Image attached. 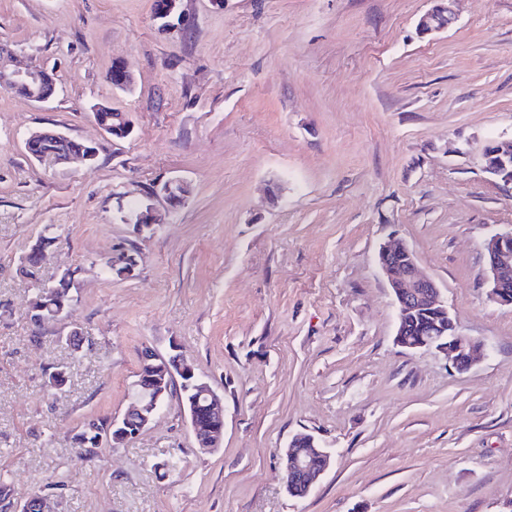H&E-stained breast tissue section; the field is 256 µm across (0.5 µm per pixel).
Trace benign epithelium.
<instances>
[{"label":"benign epithelium","instance_id":"7a95c632","mask_svg":"<svg viewBox=\"0 0 512 512\" xmlns=\"http://www.w3.org/2000/svg\"><path fill=\"white\" fill-rule=\"evenodd\" d=\"M454 4L455 0H437V4L420 17L417 25L419 31L431 34L448 28L455 19ZM43 80L42 68L37 66L21 68L14 64V57L11 53L0 56L1 86L9 88L16 84H25L31 89L30 101L45 103L50 100V95L42 92ZM494 147L495 152L492 153V156L496 157L495 164L484 167V170L490 171L494 178L512 184V178L505 175L507 161L512 157V139L497 141L494 143ZM187 192V186L180 180L165 181L156 185L153 190V194L161 196L173 204L181 202ZM511 241L512 229L495 233L484 242V250L488 258L489 298L504 306L509 305V302L504 299V295L508 289L512 288V246L509 245ZM396 258L403 260L404 263L402 272L397 275L393 274L391 270L392 260ZM377 262L388 278L398 310L395 337L397 346L408 351L436 349L444 353L455 369L459 371H467L473 367L471 363L460 364V356L466 351H471V356L480 361L487 356L486 348L474 349V339L459 331L458 325L448 309L447 301L443 298L435 281L419 269L414 254L405 245L390 241L381 246L377 253ZM419 314L431 318L428 336L416 344H408L403 339V325L409 318ZM142 357L146 362L153 364L156 386H163L166 382L176 378V374L179 373L188 379V383L192 384L194 389L206 396L208 407L212 412L220 418L224 417V407L218 396L209 385L198 379L193 367L184 359L177 358L179 372L176 373L162 363V358L150 348L143 352ZM158 399L157 395L150 397L140 393L136 394L134 402L123 418L112 419V425L119 426L124 419L136 416L139 419L140 427H145L163 410ZM283 462L284 483L287 491L294 492L293 482L298 477L304 484L299 496L304 497L314 490L322 471L315 470L311 461L307 459L290 460L285 455Z\"/></svg>","mask_w":512,"mask_h":512}]
</instances>
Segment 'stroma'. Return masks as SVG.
Instances as JSON below:
<instances>
[{
    "instance_id": "1",
    "label": "stroma",
    "mask_w": 512,
    "mask_h": 512,
    "mask_svg": "<svg viewBox=\"0 0 512 512\" xmlns=\"http://www.w3.org/2000/svg\"><path fill=\"white\" fill-rule=\"evenodd\" d=\"M0 0V46L52 72L34 103L0 86V484L53 512H512V305L488 298L486 238L512 184L482 155L512 139V0ZM130 89L108 79L113 64ZM133 131L104 136L93 105ZM95 144L94 167L29 155L33 131ZM180 180L173 205L155 185ZM151 201L162 222L128 224ZM55 238L40 283L21 272ZM402 240L487 357L460 372L394 342L377 265ZM137 254L132 277L103 259ZM72 273L62 322L41 283ZM80 348L66 344L71 330ZM180 354L224 402L201 451L178 394L140 434L79 458L84 424L122 416L143 348ZM69 382L50 394L54 367ZM313 434L331 464L305 497L282 453ZM176 459L173 469L162 468ZM437 4L428 12L423 14L417 28L421 33L431 34L442 31L454 21L455 0H437ZM71 273H66L54 287L53 292L42 299L41 303L35 302V307L40 308L39 312L30 313V321L34 326L39 327L45 322L52 320V314L56 311L61 301L70 300Z\"/></svg>"
}]
</instances>
